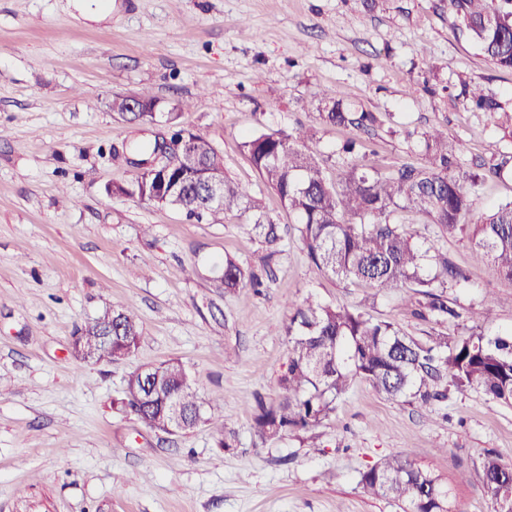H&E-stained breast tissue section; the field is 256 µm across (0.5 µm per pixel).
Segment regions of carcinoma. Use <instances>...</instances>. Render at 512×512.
Wrapping results in <instances>:
<instances>
[{
  "label": "carcinoma",
  "instance_id": "carcinoma-1",
  "mask_svg": "<svg viewBox=\"0 0 512 512\" xmlns=\"http://www.w3.org/2000/svg\"><path fill=\"white\" fill-rule=\"evenodd\" d=\"M451 4L462 35L489 62L512 71V0H451ZM464 95L476 109L504 110L502 102L484 88L466 86ZM319 116L325 123L366 133L377 121L374 113L351 108L343 92L326 97ZM313 138L312 131L300 127L288 134L251 135L242 148L263 181L296 215L299 240L319 272L378 291L411 284L422 296L411 310L415 317L436 325L470 320L468 312L457 310L443 294L448 280L461 278L460 271L448 264L436 243L424 246L412 240L393 219L401 209L429 217L443 236L466 234L475 259L493 263L512 280V202L480 213L464 187L466 181L475 184L500 173L507 161L490 167L477 162L465 170L456 145L434 127L421 133L425 164H404L379 174L357 161V141L352 140L338 151L341 177L334 181L327 160L312 147ZM198 141L200 165L219 166L209 141L202 137ZM179 172L185 179L174 203L187 217L201 209L204 222L222 224L228 215H245L267 244L279 241L278 224L247 188L226 179L221 202L210 205L206 195L194 189L199 170L187 167ZM160 179L162 170L145 166L130 183L113 184L112 193L126 195L133 189L148 194ZM221 280L226 291L245 284L256 292L263 287L259 276L230 256L224 258ZM108 332L112 352H134L142 338L134 309L106 308L78 329L88 342ZM284 332L288 356L278 377L277 398L259 397L253 410V429L263 442L318 428L357 379L388 399L416 405L427 418L438 413L450 387L459 393L479 389L489 399L512 406V330L473 332L453 340L437 334L421 340L359 308L308 298L294 308ZM149 386L155 398L143 401L139 371L129 373L128 395L122 400V407L146 427L160 428L161 398L170 396L181 402L189 427L207 424L218 434L219 446L232 447L234 435L225 434L224 417L217 412L222 397H201L182 362L159 364ZM358 484L371 497L398 503L402 512H453L452 489L402 451L359 472ZM480 491L498 506L497 512H512V468L486 457Z\"/></svg>",
  "mask_w": 512,
  "mask_h": 512
}]
</instances>
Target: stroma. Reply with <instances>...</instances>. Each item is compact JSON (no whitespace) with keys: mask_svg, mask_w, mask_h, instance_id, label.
Wrapping results in <instances>:
<instances>
[{"mask_svg":"<svg viewBox=\"0 0 512 512\" xmlns=\"http://www.w3.org/2000/svg\"><path fill=\"white\" fill-rule=\"evenodd\" d=\"M96 19L68 0H0V512H400L364 495L359 471L411 454L453 488L458 512H494L480 491L485 455L512 467V407L476 389L450 393L441 416L385 399L356 380L312 433L261 442L256 396H277L287 359L281 326L307 297L362 309L418 339L512 327V281L475 261L467 238L431 219H395L436 241L465 274L446 294L473 320L414 318V288L381 292L320 273L296 219L241 143L258 131L312 130L322 156L358 135L321 124L325 94L376 113L365 163L386 174L423 164L416 133L442 124L463 167L512 154V72L494 67L456 27L451 0H102ZM505 112L468 108L462 84ZM151 89L162 106L190 101L174 129L209 140L225 176L280 226L270 247L247 217L198 223L170 206L108 195L132 179L129 141L158 128L113 112L114 95ZM234 256L264 288L225 291ZM138 314L143 340L112 364L73 355V336L104 308ZM182 361L201 396H223L233 447L207 427L171 436L121 410L140 366Z\"/></svg>","mask_w":512,"mask_h":512,"instance_id":"1","label":"stroma"}]
</instances>
